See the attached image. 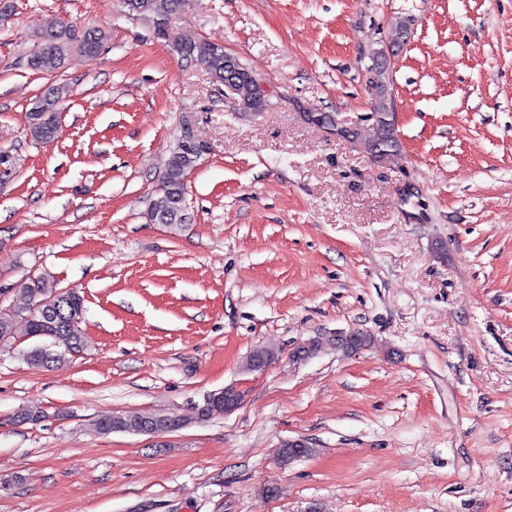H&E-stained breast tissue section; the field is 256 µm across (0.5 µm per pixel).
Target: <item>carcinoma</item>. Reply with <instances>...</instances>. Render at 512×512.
<instances>
[{
	"instance_id": "carcinoma-1",
	"label": "carcinoma",
	"mask_w": 512,
	"mask_h": 512,
	"mask_svg": "<svg viewBox=\"0 0 512 512\" xmlns=\"http://www.w3.org/2000/svg\"><path fill=\"white\" fill-rule=\"evenodd\" d=\"M185 0H124L128 12L152 23L153 29L161 28L171 14L184 5ZM107 39L101 29H77L66 25L50 31L42 37L38 49L28 59L29 66L39 72L54 73L61 70L68 57L78 52L87 57L98 55L97 49ZM173 51L183 60L203 66L213 82L224 83V76L233 73L237 83L232 100L244 109L262 112L270 106L269 99L259 96L257 77L254 71L236 57H228L224 46L204 40L172 42ZM382 53H377L366 66L367 83L372 91L373 117L352 127L353 142L360 145L371 157L382 162L397 154L402 147L397 128L391 122V102L387 89L386 64L381 62ZM68 89L56 85L45 90L27 112V130L32 139L40 143L54 141L60 132L59 102L66 98ZM201 156L199 146L192 144L182 150L173 149L162 175L159 192L148 209V219L153 224H182L185 219V178L195 169ZM58 288V283L48 274H42L27 283L25 294L31 306L25 312L0 315V338L15 334L18 320L26 322L32 338L44 340L48 345H38L25 353L28 362L46 368L65 363L69 357L87 347L84 323V299L76 290L69 294L66 318L51 321L41 313L40 303L45 295ZM373 337L355 331L349 342L342 347L350 352L370 347ZM175 427L178 419L169 415L141 416L127 414L121 421V431L139 433L148 425Z\"/></svg>"
}]
</instances>
